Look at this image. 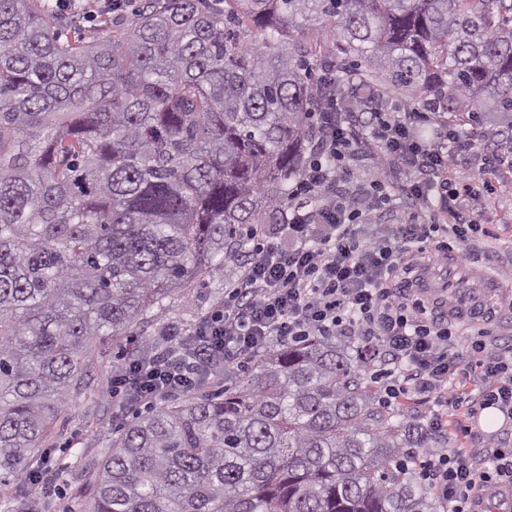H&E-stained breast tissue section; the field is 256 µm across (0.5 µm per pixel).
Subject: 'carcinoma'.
Returning a JSON list of instances; mask_svg holds the SVG:
<instances>
[{"label":"carcinoma","mask_w":512,"mask_h":512,"mask_svg":"<svg viewBox=\"0 0 512 512\" xmlns=\"http://www.w3.org/2000/svg\"><path fill=\"white\" fill-rule=\"evenodd\" d=\"M329 31L333 84L313 79ZM402 91L512 128V0H144L95 36L0 0V480H19L91 361L223 274L251 224L284 223L329 92ZM184 362L189 343L165 335ZM334 336L220 364L112 434L88 512H438L418 424L380 406Z\"/></svg>","instance_id":"carcinoma-1"}]
</instances>
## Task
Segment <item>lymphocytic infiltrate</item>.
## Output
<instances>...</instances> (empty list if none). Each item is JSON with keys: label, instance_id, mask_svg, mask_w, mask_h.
Masks as SVG:
<instances>
[{"label": "lymphocytic infiltrate", "instance_id": "f902f5d3", "mask_svg": "<svg viewBox=\"0 0 512 512\" xmlns=\"http://www.w3.org/2000/svg\"><path fill=\"white\" fill-rule=\"evenodd\" d=\"M461 136L433 112H341L325 121L310 160L288 193V221L277 231L256 224L238 261L239 275L224 298L194 329L197 366L258 354L276 338L341 336L384 365L389 398L436 394L449 399L452 417H437L433 431L455 425L470 434V419L496 408L512 419V340L477 330L458 341L452 321L438 320L418 294L414 259L447 262L483 227L472 219L474 180L489 181L503 159L481 158L475 179H458L454 158ZM377 146L404 159L415 179L403 185L406 218L398 233L378 225L362 238L364 217L390 200L381 179L343 190L338 172L359 146ZM438 191L443 217L414 223L417 208ZM478 379L479 393L454 392L457 375ZM194 369L150 350L112 375V403L125 408L156 402L161 389L191 392ZM417 463L435 498L449 512H476V504L512 494V432L477 448H428Z\"/></svg>", "mask_w": 512, "mask_h": 512}]
</instances>
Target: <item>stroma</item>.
I'll list each match as a JSON object with an SVG mask.
<instances>
[{
    "mask_svg": "<svg viewBox=\"0 0 512 512\" xmlns=\"http://www.w3.org/2000/svg\"><path fill=\"white\" fill-rule=\"evenodd\" d=\"M377 174L393 194L413 178L399 159L393 160L384 171H377L372 153L365 149L358 150L344 166L341 176L356 185L369 182ZM495 186L491 206L479 207L476 219L482 224L499 226L503 232L501 239L474 236L469 244L473 252L470 261L458 260L450 267L430 262L425 269L429 281L453 288L477 287L484 305L481 325L489 327L494 336L508 339L512 337V313L507 310L512 302V171L501 170ZM216 298V282L202 278L191 298L166 300L155 320L134 329V339L155 336L162 328L185 327L197 322L211 309ZM131 347V341L108 347L93 364L103 380L100 395L78 398L68 414L56 422L48 443L58 465L54 476L55 496L41 498L30 485L17 484L22 499L36 505L39 512H85L90 501L89 484L102 458L103 439L112 433V421L103 415L105 402L112 399V374L125 364V352Z\"/></svg>",
    "mask_w": 512,
    "mask_h": 512,
    "instance_id": "obj_1",
    "label": "stroma"
}]
</instances>
